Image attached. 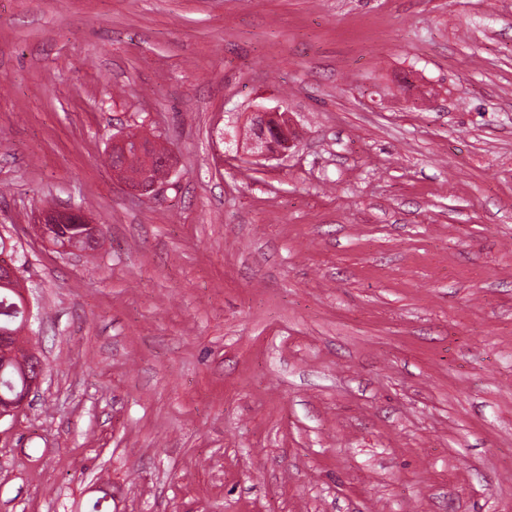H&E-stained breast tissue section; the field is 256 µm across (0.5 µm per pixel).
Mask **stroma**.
I'll use <instances>...</instances> for the list:
<instances>
[{
    "label": "stroma",
    "instance_id": "obj_1",
    "mask_svg": "<svg viewBox=\"0 0 512 512\" xmlns=\"http://www.w3.org/2000/svg\"><path fill=\"white\" fill-rule=\"evenodd\" d=\"M0 234L48 364L0 512H512V0H0ZM262 132L250 142L251 156L258 159H270L286 155L294 145L295 131L286 113L278 111H259ZM145 140L146 138L142 136L131 138L126 133L113 137L112 147L110 150L112 157L109 154L108 159L109 162L110 159L113 160L112 171L117 174L120 173L126 161L130 158L126 167V172L127 177L133 179L141 167V162L140 158L136 154H132L130 157L131 146L133 145V150L140 154V147ZM148 140L151 142L153 153L151 157L146 158L140 175L135 180L128 182L130 190L138 194H147L157 188L160 180L154 176L156 165H160L166 171L167 175L172 172L174 167L173 155L168 150H162L161 147L150 138H148ZM163 169L158 168L155 170L158 177L165 174ZM39 233L48 244H52L57 224H64L61 233L54 239L55 245L71 241L72 236L80 232L74 224H81L84 233L73 240V246L66 245V252L92 250L103 237L102 226L97 224L84 210L79 207H48L37 215ZM79 241V242H78ZM78 242V243H77Z\"/></svg>",
    "mask_w": 512,
    "mask_h": 512
}]
</instances>
